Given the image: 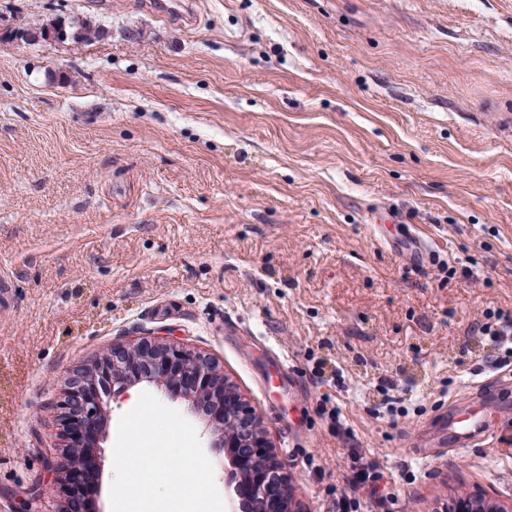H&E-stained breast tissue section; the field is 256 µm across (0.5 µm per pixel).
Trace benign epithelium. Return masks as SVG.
<instances>
[{"instance_id":"benign-epithelium-1","label":"benign epithelium","mask_w":512,"mask_h":512,"mask_svg":"<svg viewBox=\"0 0 512 512\" xmlns=\"http://www.w3.org/2000/svg\"><path fill=\"white\" fill-rule=\"evenodd\" d=\"M144 383L188 402L191 412L206 420L210 447L230 457L233 472L228 486L241 509L302 512L256 410L216 360L165 336L113 344L68 373L61 404L62 450L45 462V472L63 489L60 512H78L75 502L83 489L72 487V477L97 458L115 387L131 389ZM48 489L44 476L34 477L23 494L22 512H39V502Z\"/></svg>"}]
</instances>
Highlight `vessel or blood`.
<instances>
[{"mask_svg": "<svg viewBox=\"0 0 512 512\" xmlns=\"http://www.w3.org/2000/svg\"><path fill=\"white\" fill-rule=\"evenodd\" d=\"M150 8L177 24H192L195 8L192 0H148ZM388 244L410 261L423 266L431 262L434 250L430 242L411 229L397 230ZM512 422V406L499 398L498 386H486L471 397L449 404L433 435L439 445L461 451L485 439L490 431Z\"/></svg>", "mask_w": 512, "mask_h": 512, "instance_id": "obj_1", "label": "vessel or blood"}]
</instances>
